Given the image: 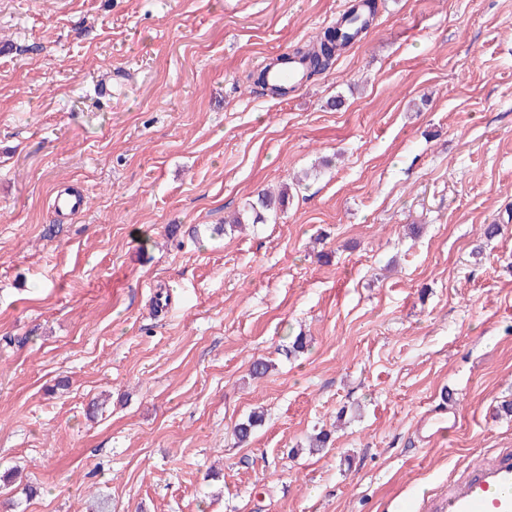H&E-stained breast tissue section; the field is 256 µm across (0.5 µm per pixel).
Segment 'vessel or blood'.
Returning <instances> with one entry per match:
<instances>
[{
    "label": "vessel or blood",
    "instance_id": "b4317fda",
    "mask_svg": "<svg viewBox=\"0 0 512 512\" xmlns=\"http://www.w3.org/2000/svg\"><path fill=\"white\" fill-rule=\"evenodd\" d=\"M64 216L85 211L82 195L59 194L53 199ZM423 512H512V448L485 454L482 460L448 477L446 494L429 497Z\"/></svg>",
    "mask_w": 512,
    "mask_h": 512
}]
</instances>
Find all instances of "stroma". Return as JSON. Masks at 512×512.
<instances>
[{"instance_id": "35a3bbf8", "label": "stroma", "mask_w": 512, "mask_h": 512, "mask_svg": "<svg viewBox=\"0 0 512 512\" xmlns=\"http://www.w3.org/2000/svg\"><path fill=\"white\" fill-rule=\"evenodd\" d=\"M351 2L0 0L13 512H395L512 448V0H376L331 71L250 87ZM53 205L63 216H73L86 210V197L83 195L57 194Z\"/></svg>"}]
</instances>
